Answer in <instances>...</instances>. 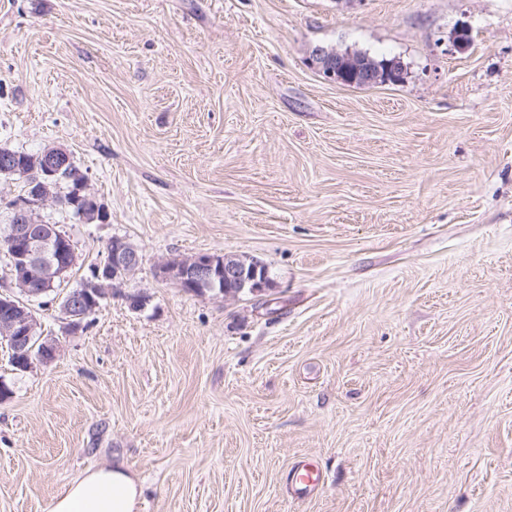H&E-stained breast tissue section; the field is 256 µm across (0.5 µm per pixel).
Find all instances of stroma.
<instances>
[{
  "mask_svg": "<svg viewBox=\"0 0 512 512\" xmlns=\"http://www.w3.org/2000/svg\"><path fill=\"white\" fill-rule=\"evenodd\" d=\"M52 146L107 215L43 211L65 288L114 237L140 265L72 334L30 301L50 365L0 337V512L116 462L140 512H512V0H0V147ZM201 253L273 285L156 274ZM323 75L333 81L350 84L361 78L372 84H389L401 82L403 68L396 65L397 62L385 61L383 64L367 65V58L346 56L336 51V57H324L320 51L315 54ZM158 276L176 282L189 293H203L224 283V299L238 298L248 288L258 295L271 286L268 270L261 262L224 255L195 254L163 261ZM232 288V289H229ZM238 288V289H236ZM290 480L294 493L298 497H305L318 489L321 475L313 464L301 463L292 469Z\"/></svg>",
  "mask_w": 512,
  "mask_h": 512,
  "instance_id": "obj_1",
  "label": "stroma"
}]
</instances>
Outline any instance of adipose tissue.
<instances>
[{
	"label": "adipose tissue",
	"instance_id": "1",
	"mask_svg": "<svg viewBox=\"0 0 512 512\" xmlns=\"http://www.w3.org/2000/svg\"><path fill=\"white\" fill-rule=\"evenodd\" d=\"M140 497V484L126 467H100L67 484L49 512H137Z\"/></svg>",
	"mask_w": 512,
	"mask_h": 512
}]
</instances>
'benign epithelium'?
Instances as JSON below:
<instances>
[{
  "instance_id": "obj_1",
  "label": "benign epithelium",
  "mask_w": 512,
  "mask_h": 512,
  "mask_svg": "<svg viewBox=\"0 0 512 512\" xmlns=\"http://www.w3.org/2000/svg\"><path fill=\"white\" fill-rule=\"evenodd\" d=\"M323 75L333 81L350 84L361 78L372 84L401 82L403 68L394 62L367 64L364 57L354 58L341 53L336 57L315 54ZM69 168L72 178L78 180V190L94 203V211L82 219L91 223L103 220L100 205L96 204L88 180L75 168L70 153L60 147H47L39 163L24 172L16 165V156L8 149L0 150V172L19 175L25 179L24 192L5 202L12 217L6 234L10 257L9 277L13 285L27 298L37 297L30 291L28 281L39 273L44 291H49L55 279L64 278L75 265L77 253L71 239L54 235V227L43 223L42 212L59 202L51 191V182L57 180L64 168ZM137 250L126 240L114 237L109 240L104 261L92 265L91 276L82 280L76 291L62 299L60 312L67 330L74 333L82 326V319L99 308L101 302L112 295V289L126 280L139 267ZM158 276L176 282L189 293H203L224 284V298L235 299L244 289L255 295L271 286L268 270L261 262L226 255L195 254L166 260L158 266ZM0 308L5 317L0 318V334L9 341L11 363L20 370L32 368L33 361L41 364L52 362L59 351L58 340L37 333L38 323L31 309L19 296L0 294ZM40 343L37 354L29 345Z\"/></svg>"
}]
</instances>
